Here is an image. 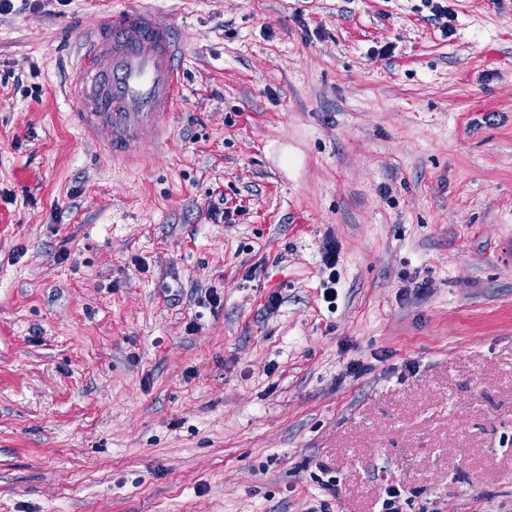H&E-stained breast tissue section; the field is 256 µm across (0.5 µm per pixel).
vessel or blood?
<instances>
[{"mask_svg":"<svg viewBox=\"0 0 512 512\" xmlns=\"http://www.w3.org/2000/svg\"><path fill=\"white\" fill-rule=\"evenodd\" d=\"M176 32L150 8L113 13L84 47L72 97L74 119L113 160L169 132L183 86Z\"/></svg>","mask_w":512,"mask_h":512,"instance_id":"1","label":"vessel or blood"}]
</instances>
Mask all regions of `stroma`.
<instances>
[{
    "label": "stroma",
    "instance_id": "35a3bbf8",
    "mask_svg": "<svg viewBox=\"0 0 512 512\" xmlns=\"http://www.w3.org/2000/svg\"><path fill=\"white\" fill-rule=\"evenodd\" d=\"M442 3L0 14V512H512V0ZM143 6L185 87L115 166L71 84Z\"/></svg>",
    "mask_w": 512,
    "mask_h": 512
}]
</instances>
